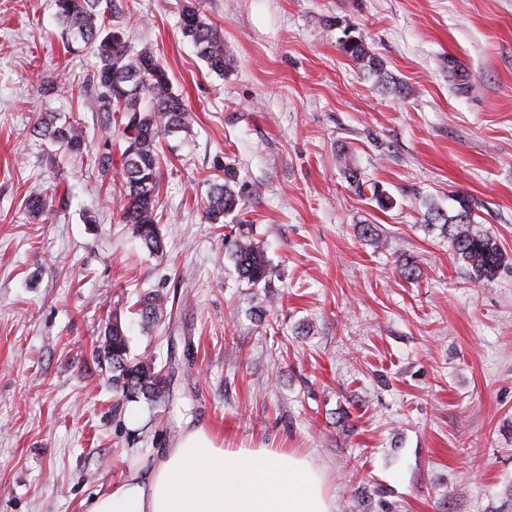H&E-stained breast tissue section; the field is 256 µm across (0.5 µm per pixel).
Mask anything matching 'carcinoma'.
I'll return each mask as SVG.
<instances>
[{"label": "carcinoma", "mask_w": 512, "mask_h": 512, "mask_svg": "<svg viewBox=\"0 0 512 512\" xmlns=\"http://www.w3.org/2000/svg\"><path fill=\"white\" fill-rule=\"evenodd\" d=\"M68 48L92 49L98 60L93 81L98 88L101 127L109 136L97 149L99 172L112 171V118L120 115L116 136L122 142L120 177L125 203L121 222L132 226L134 237L151 254L164 252V236L157 220L161 186V161L158 146L166 136L190 127L192 108L172 91V84L155 49L149 45L136 48L120 31L106 28L102 0H53ZM182 36L192 43L197 55L215 73L230 66L224 51V36L208 23L190 0L180 14ZM345 53L377 81L387 80L384 62L365 42L350 39L343 43ZM33 132L70 155H82L90 148L83 120L73 115L60 117L44 112L37 118ZM449 215L438 207H428L424 222L440 228L448 239L454 258L464 263L476 280H492L505 266L508 256L496 237L475 228L474 200L460 196ZM244 205L242 192L226 180L210 185L205 215L212 224H222L230 215H238ZM51 201L38 191L28 195L25 209L33 217L49 210ZM232 256L240 280L257 286L271 276L269 262L259 242L250 233L240 231L233 244ZM396 271L413 280L417 265L412 256H399ZM137 313L144 326L155 325L168 314L167 298L149 292L139 301ZM98 360L112 367V389L127 400L142 398L150 403L168 396L167 377L157 369L156 357L145 353L130 358L129 337L121 323L110 321L97 347Z\"/></svg>", "instance_id": "cac0c4a2"}]
</instances>
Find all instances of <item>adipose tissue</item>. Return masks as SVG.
<instances>
[{"label":"adipose tissue","mask_w":512,"mask_h":512,"mask_svg":"<svg viewBox=\"0 0 512 512\" xmlns=\"http://www.w3.org/2000/svg\"><path fill=\"white\" fill-rule=\"evenodd\" d=\"M324 471L296 448H224L186 427L148 479L129 476L86 512H335Z\"/></svg>","instance_id":"ef3b65f1"}]
</instances>
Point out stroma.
I'll return each instance as SVG.
<instances>
[{
	"label": "stroma",
	"instance_id": "1",
	"mask_svg": "<svg viewBox=\"0 0 512 512\" xmlns=\"http://www.w3.org/2000/svg\"><path fill=\"white\" fill-rule=\"evenodd\" d=\"M184 2L114 0L111 20L193 109L160 143L155 256L96 151L32 134L54 111L105 138L95 55L66 49L52 0H0V512H86L147 478L188 422L228 448L308 452L336 512H512V266L473 280L423 223L428 203L469 196L512 256V0H199L224 35L221 75L183 38ZM349 34L389 82L345 54ZM348 162L395 207L358 194ZM228 167L265 288L239 281L226 227L204 217ZM34 190L52 200L36 220ZM403 253L417 280L397 274ZM149 291L174 309L145 329L129 308ZM115 314L131 354L168 375L164 404L113 393L94 354Z\"/></svg>",
	"mask_w": 512,
	"mask_h": 512
}]
</instances>
